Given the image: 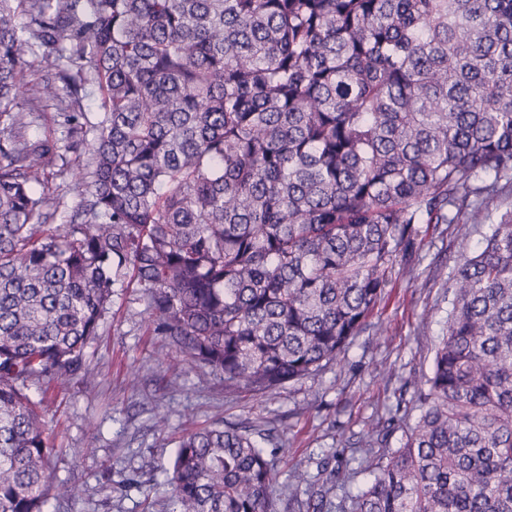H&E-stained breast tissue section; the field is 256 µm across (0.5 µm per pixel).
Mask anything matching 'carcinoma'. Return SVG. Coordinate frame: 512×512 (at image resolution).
I'll return each instance as SVG.
<instances>
[{
  "mask_svg": "<svg viewBox=\"0 0 512 512\" xmlns=\"http://www.w3.org/2000/svg\"><path fill=\"white\" fill-rule=\"evenodd\" d=\"M24 12L25 23L19 22ZM50 59L100 120L67 224L38 191L27 71ZM0 512H46L53 444L29 391L96 387L85 349L136 288L181 361L256 395L370 329L423 224H485L512 181V0H0ZM431 374L360 458L299 470L285 512H512V211L449 279ZM260 431L176 448L166 512H280ZM359 462L372 474L352 489Z\"/></svg>",
  "mask_w": 512,
  "mask_h": 512,
  "instance_id": "carcinoma-1",
  "label": "carcinoma"
}]
</instances>
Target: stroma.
<instances>
[{
    "label": "stroma",
    "instance_id": "1",
    "mask_svg": "<svg viewBox=\"0 0 512 512\" xmlns=\"http://www.w3.org/2000/svg\"><path fill=\"white\" fill-rule=\"evenodd\" d=\"M26 120L31 138L58 146L41 190L56 202L51 223H66L80 198L72 172L86 158L69 148L58 101H41ZM489 231L486 224L423 225L370 317L381 335L355 337L315 378L265 396L226 393L210 369L179 364L150 330L137 289H117L105 327L86 348L95 390L71 376L31 393L55 448L49 512H165L174 448L188 431L216 420L283 429L274 459L282 491L294 470L315 472L323 452L364 445L398 396L412 398L429 374L453 298L446 280ZM60 484L70 496L57 497Z\"/></svg>",
    "mask_w": 512,
    "mask_h": 512
}]
</instances>
